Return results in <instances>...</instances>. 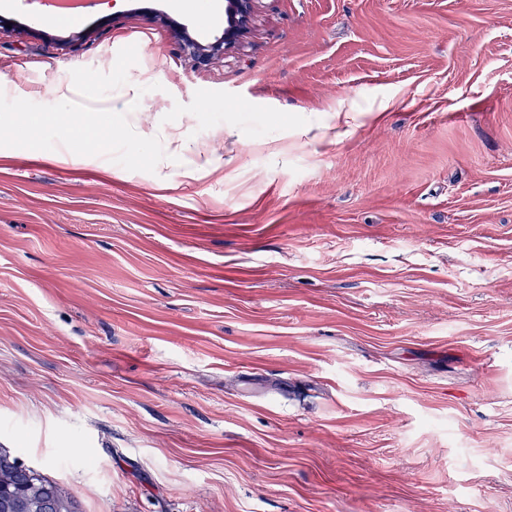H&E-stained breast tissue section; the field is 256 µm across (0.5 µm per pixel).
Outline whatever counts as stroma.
I'll list each match as a JSON object with an SVG mask.
<instances>
[{
    "label": "stroma",
    "instance_id": "35a3bbf8",
    "mask_svg": "<svg viewBox=\"0 0 512 512\" xmlns=\"http://www.w3.org/2000/svg\"><path fill=\"white\" fill-rule=\"evenodd\" d=\"M0 18V448L80 512H512V0H256L207 67L224 0ZM255 0L224 1V31L209 45L192 40L182 43L183 52L189 54L199 66H208L220 56L224 49L234 45L244 34L251 19Z\"/></svg>",
    "mask_w": 512,
    "mask_h": 512
}]
</instances>
